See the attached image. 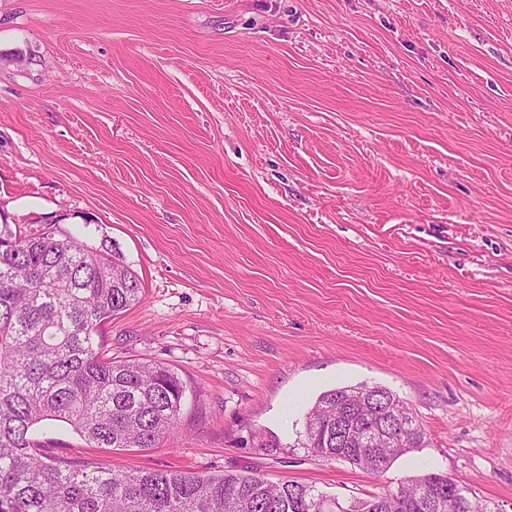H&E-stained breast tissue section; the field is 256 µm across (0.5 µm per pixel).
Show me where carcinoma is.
Instances as JSON below:
<instances>
[{
  "label": "carcinoma",
  "mask_w": 512,
  "mask_h": 512,
  "mask_svg": "<svg viewBox=\"0 0 512 512\" xmlns=\"http://www.w3.org/2000/svg\"><path fill=\"white\" fill-rule=\"evenodd\" d=\"M142 285L105 239L92 247L51 225L21 236L0 225V512H322L326 495L295 481L256 474L112 470L45 452L44 420L67 423L92 448H153L173 428L186 385L172 369L114 361L93 347L107 320L139 301ZM369 385L323 392L307 414L302 447L378 471L368 449L341 448L336 407ZM395 439L386 464L423 442ZM398 501L385 494L342 512H448V477L404 479ZM442 495L434 509L427 499Z\"/></svg>",
  "instance_id": "obj_1"
}]
</instances>
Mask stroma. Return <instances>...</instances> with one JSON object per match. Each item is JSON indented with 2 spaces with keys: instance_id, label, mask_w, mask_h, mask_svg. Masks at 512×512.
<instances>
[{
  "instance_id": "35a3bbf8",
  "label": "stroma",
  "mask_w": 512,
  "mask_h": 512,
  "mask_svg": "<svg viewBox=\"0 0 512 512\" xmlns=\"http://www.w3.org/2000/svg\"><path fill=\"white\" fill-rule=\"evenodd\" d=\"M5 223L111 238L98 346L186 385L156 447L50 454L512 512V0H0ZM360 384L425 433L379 474L298 443Z\"/></svg>"
}]
</instances>
